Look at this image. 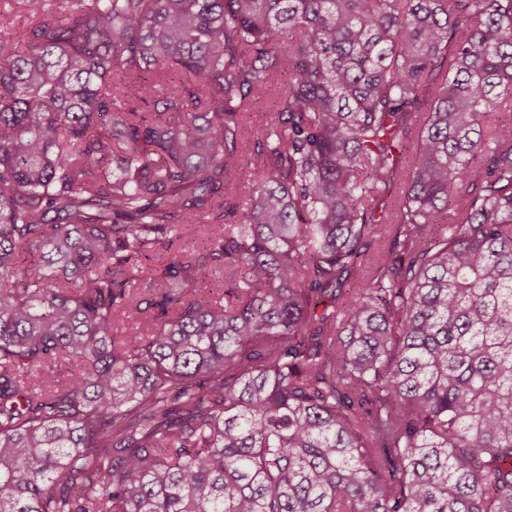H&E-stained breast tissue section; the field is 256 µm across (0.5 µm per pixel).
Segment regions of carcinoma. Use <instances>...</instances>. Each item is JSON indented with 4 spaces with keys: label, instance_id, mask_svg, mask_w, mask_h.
<instances>
[{
    "label": "carcinoma",
    "instance_id": "1",
    "mask_svg": "<svg viewBox=\"0 0 512 512\" xmlns=\"http://www.w3.org/2000/svg\"><path fill=\"white\" fill-rule=\"evenodd\" d=\"M15 2L0 512H512V0ZM202 233V229L198 230H186L185 235L182 238L177 240L170 249H160L158 251H154L151 256L152 260L147 262L150 264V270H152V275H161V271L165 266L164 258H167V255H170L175 252H185L191 251L194 249L199 242L200 235ZM164 257V258H163Z\"/></svg>",
    "mask_w": 512,
    "mask_h": 512
}]
</instances>
